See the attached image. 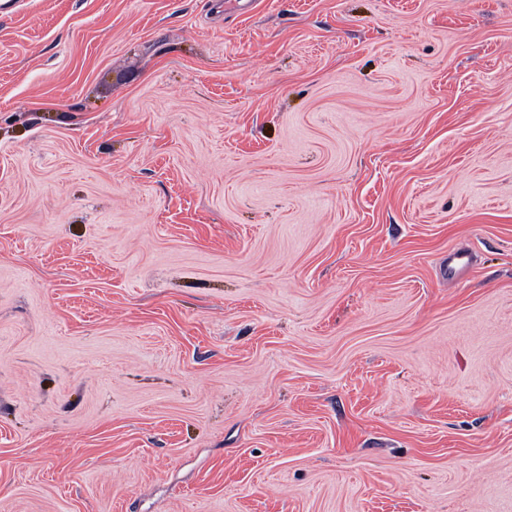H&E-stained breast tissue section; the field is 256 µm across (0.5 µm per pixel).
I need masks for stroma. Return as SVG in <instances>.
I'll list each match as a JSON object with an SVG mask.
<instances>
[{
  "label": "stroma",
  "instance_id": "1",
  "mask_svg": "<svg viewBox=\"0 0 512 512\" xmlns=\"http://www.w3.org/2000/svg\"><path fill=\"white\" fill-rule=\"evenodd\" d=\"M0 512H512V0H0Z\"/></svg>",
  "mask_w": 512,
  "mask_h": 512
}]
</instances>
